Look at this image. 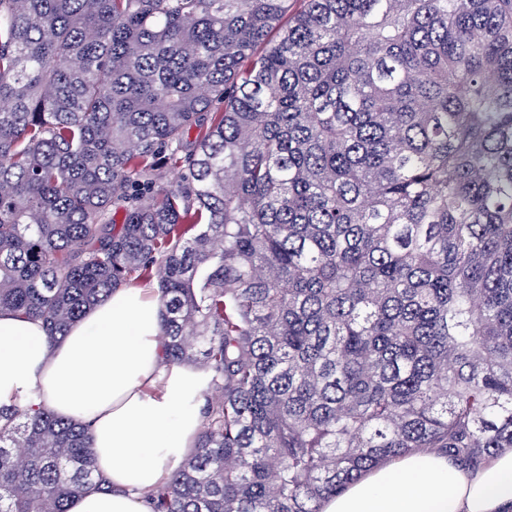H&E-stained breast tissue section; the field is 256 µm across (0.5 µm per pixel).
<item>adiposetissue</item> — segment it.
<instances>
[{
  "instance_id": "adipose-tissue-1",
  "label": "adipose tissue",
  "mask_w": 512,
  "mask_h": 512,
  "mask_svg": "<svg viewBox=\"0 0 512 512\" xmlns=\"http://www.w3.org/2000/svg\"><path fill=\"white\" fill-rule=\"evenodd\" d=\"M151 286L121 288L51 343L42 322L0 312V403L27 394L88 423L112 492L69 512H150L146 493L185 458L200 428L209 376L166 366ZM322 512H512V450L469 472L434 451L396 458L327 499Z\"/></svg>"
}]
</instances>
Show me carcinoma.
I'll use <instances>...</instances> for the list:
<instances>
[{"label": "carcinoma", "instance_id": "cac0c4a2", "mask_svg": "<svg viewBox=\"0 0 512 512\" xmlns=\"http://www.w3.org/2000/svg\"><path fill=\"white\" fill-rule=\"evenodd\" d=\"M302 2L0 0V310L155 283L210 376L151 512L512 448V0ZM95 490L88 426L0 404V512Z\"/></svg>", "mask_w": 512, "mask_h": 512}]
</instances>
